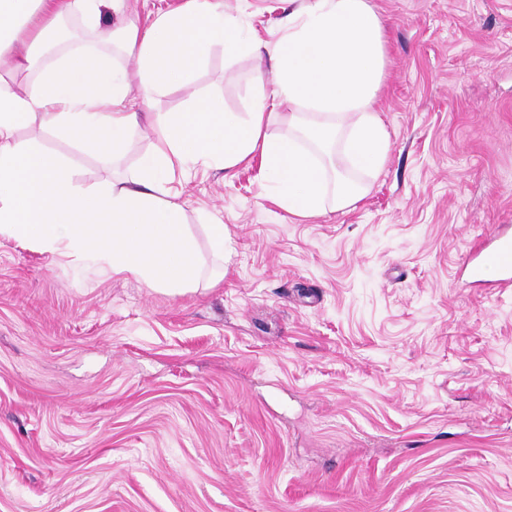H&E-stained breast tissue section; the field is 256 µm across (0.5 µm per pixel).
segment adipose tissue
<instances>
[{"mask_svg": "<svg viewBox=\"0 0 512 512\" xmlns=\"http://www.w3.org/2000/svg\"><path fill=\"white\" fill-rule=\"evenodd\" d=\"M123 2L0 0L1 68H33L64 14L93 27L112 14L117 22L103 37L140 76L131 88L106 58L75 45L26 92L0 77V235L48 252L69 249L177 294L196 281L199 261L184 208L159 199L175 168L217 164L230 172L260 157L264 196L298 217L344 210L367 194L366 176L390 150L378 107L385 25L372 0H300L267 48L217 0H187L145 27L121 21ZM39 10L47 23L25 35ZM214 47L229 59L267 52L270 78H257L248 111H225L222 99L209 97L159 121L158 143L141 155L133 182L82 187L64 159L14 139L36 122L47 134L119 156L159 88L188 84Z\"/></svg>", "mask_w": 512, "mask_h": 512, "instance_id": "1", "label": "adipose tissue"}]
</instances>
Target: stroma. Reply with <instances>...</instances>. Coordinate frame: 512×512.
Returning <instances> with one entry per match:
<instances>
[{
  "instance_id": "stroma-1",
  "label": "stroma",
  "mask_w": 512,
  "mask_h": 512,
  "mask_svg": "<svg viewBox=\"0 0 512 512\" xmlns=\"http://www.w3.org/2000/svg\"><path fill=\"white\" fill-rule=\"evenodd\" d=\"M374 2L391 148L355 206L290 215L257 159L175 175L202 263L177 295L0 235V512H512V290L463 276L512 234V0ZM224 6L262 44L291 8ZM270 70L211 49L113 165L16 139L131 179L163 114L247 111Z\"/></svg>"
}]
</instances>
